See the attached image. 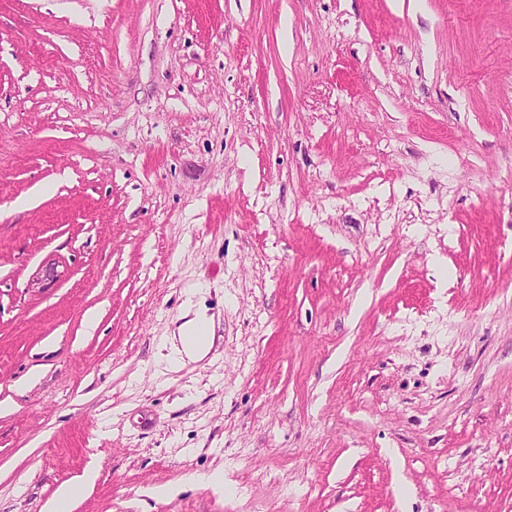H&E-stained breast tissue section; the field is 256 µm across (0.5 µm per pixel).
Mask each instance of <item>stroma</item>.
<instances>
[{
    "label": "stroma",
    "instance_id": "1",
    "mask_svg": "<svg viewBox=\"0 0 512 512\" xmlns=\"http://www.w3.org/2000/svg\"><path fill=\"white\" fill-rule=\"evenodd\" d=\"M0 404V512H512V0H0ZM212 321L204 312H195L192 319L180 327L181 349L177 354L194 357L205 353L213 343ZM91 479V475L86 474L76 482L60 485L55 496L46 504L45 510L47 512H69L71 503L81 495Z\"/></svg>",
    "mask_w": 512,
    "mask_h": 512
}]
</instances>
